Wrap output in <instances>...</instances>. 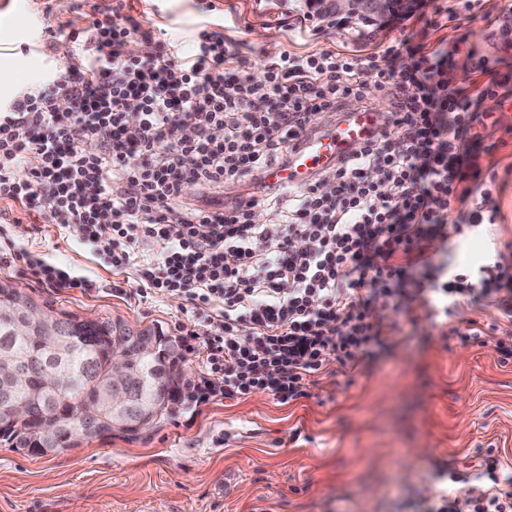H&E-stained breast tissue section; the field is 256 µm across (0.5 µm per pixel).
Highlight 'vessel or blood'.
Listing matches in <instances>:
<instances>
[{
	"label": "vessel or blood",
	"instance_id": "obj_1",
	"mask_svg": "<svg viewBox=\"0 0 512 512\" xmlns=\"http://www.w3.org/2000/svg\"><path fill=\"white\" fill-rule=\"evenodd\" d=\"M373 127L372 112L357 111L348 113L336 128L311 140L297 153L288 169H278L271 173L274 182H293L305 179L313 171L322 168L356 141H364Z\"/></svg>",
	"mask_w": 512,
	"mask_h": 512
}]
</instances>
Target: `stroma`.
<instances>
[{
	"mask_svg": "<svg viewBox=\"0 0 512 512\" xmlns=\"http://www.w3.org/2000/svg\"><path fill=\"white\" fill-rule=\"evenodd\" d=\"M0 0V98L22 82L66 64L58 45L90 4L123 5L141 29L177 41L184 52L204 28L264 66L267 52L322 48L363 57L391 40L414 45L465 39L479 55L512 72V0H477L469 17L429 27L425 18L448 0H418L416 18L400 15L377 29L324 21L303 0ZM492 115L480 144L483 170L494 173L501 218L448 253L466 267L512 243V96L484 98ZM24 251L66 266L93 282L92 291L52 288L24 262ZM18 283L37 302L83 319L109 317L180 340L183 298L116 293L123 273L54 224L33 223L14 204L0 205V279ZM409 343L388 341L352 374L320 376L309 397L281 405L257 394L246 401L189 400L140 437L121 433L37 454L0 441V512H406L408 498L430 496L440 466L466 473L455 494L485 488L475 476L495 449L500 478L512 476V367H500L493 345L463 344L421 320Z\"/></svg>",
	"mask_w": 512,
	"mask_h": 512,
	"instance_id": "1",
	"label": "stroma"
}]
</instances>
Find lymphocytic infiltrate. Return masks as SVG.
Masks as SVG:
<instances>
[{
	"mask_svg": "<svg viewBox=\"0 0 512 512\" xmlns=\"http://www.w3.org/2000/svg\"><path fill=\"white\" fill-rule=\"evenodd\" d=\"M70 37V62L0 105V201L75 229L113 269L135 268L143 294L182 297L186 315L212 322L207 337L186 336L187 350L206 351L197 398L265 393L287 404L331 368L355 373L360 355L403 330L375 321L378 307L448 326L464 344H494L499 365H512V265L495 252L452 269L428 246L497 220L477 150L479 98L512 91L496 61L474 62L486 81L473 95L441 80L442 43L396 40L365 57L278 49L258 83L217 30L187 56L118 9L94 7ZM134 38L142 49L132 56ZM402 52L397 73L388 59ZM375 91L387 101L375 117L383 137L300 183L269 182L313 115L367 110ZM184 126L193 138L180 137ZM88 140L95 151H84ZM327 181L335 195L321 193ZM465 199L468 226H449V208ZM259 209L270 223L255 220ZM467 298L495 306L501 322L449 327ZM481 467L493 482L485 493L445 491L417 512H512L493 450Z\"/></svg>",
	"mask_w": 512,
	"mask_h": 512,
	"instance_id": "lymphocytic-infiltrate-1",
	"label": "lymphocytic infiltrate"
}]
</instances>
